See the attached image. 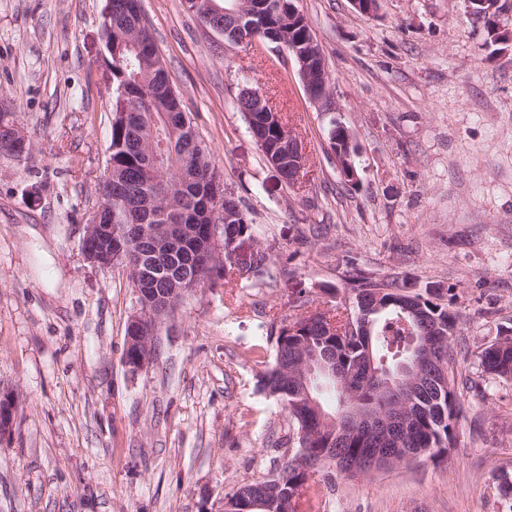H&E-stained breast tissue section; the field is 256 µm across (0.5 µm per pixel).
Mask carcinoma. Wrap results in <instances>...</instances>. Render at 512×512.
I'll use <instances>...</instances> for the list:
<instances>
[{"label": "carcinoma", "instance_id": "obj_1", "mask_svg": "<svg viewBox=\"0 0 512 512\" xmlns=\"http://www.w3.org/2000/svg\"><path fill=\"white\" fill-rule=\"evenodd\" d=\"M288 2L200 0L190 7L200 21L219 24L228 42L236 44L257 33L262 40L280 43L288 40ZM107 11L102 26L115 85L112 212H103L100 223L151 225L148 216L165 207L169 213L164 223L193 224L201 239L216 234L227 245L236 237H251L252 224L233 196L223 204L215 202L212 184L221 174L180 100L166 87L165 62L148 28L139 25L141 0H109ZM259 90L258 86L242 89L238 106L268 162L283 177H292L283 145L293 136L285 123L268 121V99ZM198 273L202 285L211 287L229 276L244 278L240 270L224 263L200 268ZM348 282L354 294L352 308L310 310L281 326L275 336L274 362L261 379L262 390L283 403L297 426L296 455L306 456L308 470L285 467L280 473L285 496L296 499L288 512L315 508L321 498V488L313 485L319 470L344 461L359 464L377 448L367 438H338L342 393L336 386H330V405L320 401L319 389L312 390L319 400L317 409L293 395L287 371L301 360V344L330 352L346 377L349 394L364 402L380 398L377 373L413 364L418 358L414 346L430 344L445 367L448 385L430 384L416 394L409 425L398 439L384 445L386 449L397 447L400 439L407 448L438 457L440 446L451 444L459 420L460 394L449 350V340L458 330L457 313L420 293H405V285L379 283L360 272ZM480 366L488 374L512 379V339L485 347Z\"/></svg>", "mask_w": 512, "mask_h": 512}]
</instances>
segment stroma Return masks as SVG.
<instances>
[{"mask_svg": "<svg viewBox=\"0 0 512 512\" xmlns=\"http://www.w3.org/2000/svg\"><path fill=\"white\" fill-rule=\"evenodd\" d=\"M184 112L252 220L261 276L202 287L162 323L140 371L125 362L139 309L122 267L82 240L109 154L106 0H0V110L25 135L0 150V512H217L297 450L260 386L273 335L304 302L332 309L346 276L432 292L461 316L451 341L463 414L453 445L349 478L325 470L320 512H512V379L481 350L512 337V49L467 0H296L325 57L332 110L303 90L284 46L253 51L184 0H141ZM259 83L306 147L287 183L247 129ZM357 145L345 182L329 136Z\"/></svg>", "mask_w": 512, "mask_h": 512, "instance_id": "35a3bbf8", "label": "stroma"}]
</instances>
